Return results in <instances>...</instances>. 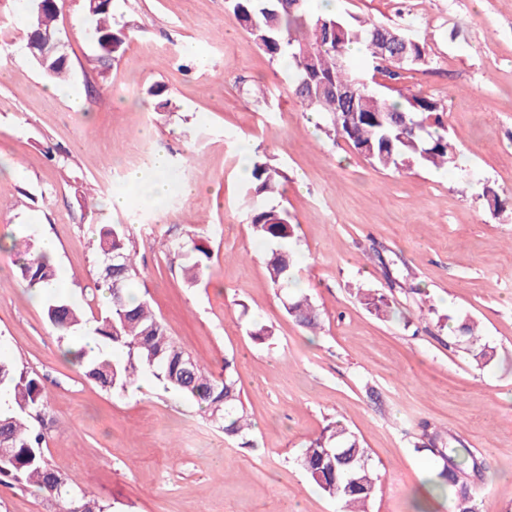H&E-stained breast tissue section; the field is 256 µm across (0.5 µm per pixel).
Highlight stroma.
I'll return each instance as SVG.
<instances>
[{
	"label": "stroma",
	"instance_id": "stroma-1",
	"mask_svg": "<svg viewBox=\"0 0 512 512\" xmlns=\"http://www.w3.org/2000/svg\"><path fill=\"white\" fill-rule=\"evenodd\" d=\"M132 26L108 70L64 0L57 26L72 70L51 83L31 60L15 63L32 0H0V354L37 375L53 417L45 457L76 478L104 512H342L297 465L308 442L342 420L379 476L368 512H415L435 460L418 453L419 425L457 438L481 465L469 476L479 512H512V0H337V13L397 26L411 21L426 65L398 90L435 99L456 170L373 168L325 115L300 111L285 69L272 64L224 0H115ZM168 88L160 112L150 87ZM269 88L267 101L247 95ZM81 95L87 111L70 105ZM165 151L166 197L110 206L129 171L154 174ZM283 168V194L252 197L244 154ZM492 186L504 206L481 196ZM194 186L185 195V186ZM90 191L96 205L80 201ZM255 206L287 209L296 288L323 315L310 334L288 317L267 277ZM128 225L140 293L170 336L215 374L233 358L254 428L250 446L225 438L197 402L141 377L128 392L102 390L67 361L18 269L12 238L52 236L60 292L101 307L91 287L95 241ZM211 252V277L185 287L165 240L187 233ZM385 296L382 320L360 293ZM477 321L497 359L469 363L454 328ZM271 328L253 341L250 322ZM0 512H58L37 487L0 484Z\"/></svg>",
	"mask_w": 512,
	"mask_h": 512
}]
</instances>
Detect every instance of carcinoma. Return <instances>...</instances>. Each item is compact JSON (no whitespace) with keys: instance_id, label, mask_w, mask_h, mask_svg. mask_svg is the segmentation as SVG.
Segmentation results:
<instances>
[{"instance_id":"carcinoma-1","label":"carcinoma","mask_w":512,"mask_h":512,"mask_svg":"<svg viewBox=\"0 0 512 512\" xmlns=\"http://www.w3.org/2000/svg\"><path fill=\"white\" fill-rule=\"evenodd\" d=\"M308 2L226 0L227 7L269 60L292 71L289 92L302 111L327 115L328 135L347 140L372 167L399 172L413 166H455L456 149L438 117L439 103L416 95L385 98L370 86L356 64L361 57L366 67L396 83L406 68L425 63L424 45L409 36L404 26L375 24L334 13L315 14ZM112 12V0H85V19L91 21L88 35L102 64L120 58L132 33L129 24L112 20ZM58 17L57 10L33 8L29 32L58 33ZM353 45L359 47L361 56L350 53ZM58 57L55 53L47 63L39 61L37 65L47 79L65 82L71 68ZM338 87L351 89L350 105H343L336 97ZM251 177L250 190L256 196L275 195L288 181L281 168L259 157L253 162ZM248 220L254 235L272 245L266 264L270 281L278 288L288 287L294 280L288 249L295 235L291 216L285 209L255 207L248 213ZM12 248L19 255V273L27 287L47 296L46 317L61 336H70L92 323L101 342L121 352L119 358L104 352L89 357L82 347L67 348L64 355L79 365L88 379L112 392H124L148 372L164 388L206 403V412L225 436L242 439L252 430L234 360L224 359V372L217 376L197 366L191 374H185L188 352L168 335L149 303L134 292L140 272L127 225H106L99 232L96 288L110 291L116 280L121 288L120 296L112 298L110 305L89 316L56 291L55 263L31 239H15ZM166 248L183 260L187 287L194 288L209 276L210 252L195 235L168 242ZM114 257L122 266L119 272L113 270ZM361 301L375 315H387L388 303L383 297L364 294ZM283 306L299 326L311 330L321 326L320 312L308 295L288 296ZM455 332L475 366L483 368L495 360L496 351L482 341L473 322H460ZM0 392L8 394L12 402L8 414L0 415V446L9 448L8 458H0V484L36 486L57 497L64 512H101L75 481L55 472L46 461L48 412L41 381L0 358ZM415 451L428 452L437 459L439 469L430 483L434 491L452 487V512H477L475 497L461 478L470 457L467 449L449 446L447 436L425 426ZM297 464L326 496L342 503L344 512H366L377 489L378 475L367 449L341 422L327 424L310 440Z\"/></svg>"}]
</instances>
